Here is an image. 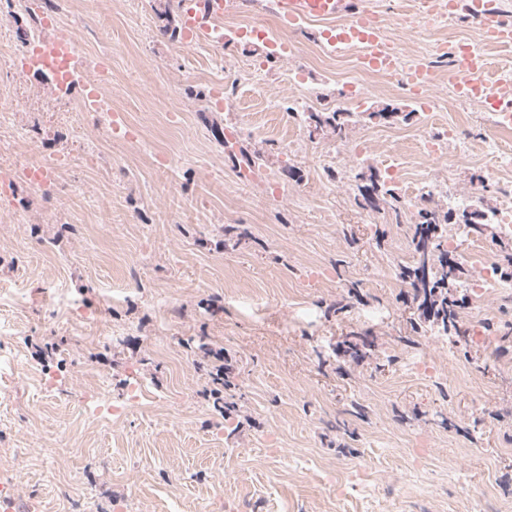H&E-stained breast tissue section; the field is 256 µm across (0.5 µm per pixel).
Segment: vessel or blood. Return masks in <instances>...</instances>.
Masks as SVG:
<instances>
[{"label":"vessel or blood","instance_id":"b4317fda","mask_svg":"<svg viewBox=\"0 0 512 512\" xmlns=\"http://www.w3.org/2000/svg\"><path fill=\"white\" fill-rule=\"evenodd\" d=\"M280 19L288 25L308 21L334 23L332 35L326 43L333 52L343 46L358 44L362 47L361 66L371 72L396 74L397 59L387 47L373 12L361 7L357 0H274ZM243 0H187L185 25L191 38L223 42L224 35L217 21L224 14L240 9ZM465 10L478 21L489 43L512 45V25L503 23L494 10L492 0H418L421 17L453 15ZM462 69L455 79L458 96L469 102L497 112L503 120L512 119V86L499 84L490 88L484 78L490 70L485 55L460 48Z\"/></svg>","mask_w":512,"mask_h":512}]
</instances>
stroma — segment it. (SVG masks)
Returning <instances> with one entry per match:
<instances>
[{
    "label": "stroma",
    "mask_w": 512,
    "mask_h": 512,
    "mask_svg": "<svg viewBox=\"0 0 512 512\" xmlns=\"http://www.w3.org/2000/svg\"><path fill=\"white\" fill-rule=\"evenodd\" d=\"M362 2L406 59L480 37L463 13L411 30L415 0ZM156 8L55 0L37 31L0 13V52L36 33L79 40L85 85L125 122L113 130L51 83L0 68V159L64 161L54 181L0 202V345L17 361L0 376V482L28 512H512V283L461 309L465 325L482 313L469 347L434 330L404 345L417 312L399 272L414 262L416 211L396 224L354 202L370 169L402 194L445 180L466 195L479 176L482 210H501L512 129L487 151L491 114L456 102L447 72L429 91L438 109L423 111L402 75L327 58L324 24L283 25L268 0L224 15L244 30L231 44L165 34ZM255 24L282 39L278 59ZM352 82L366 101L344 135L310 131L308 107L336 110ZM311 89L324 99L308 104ZM385 107L401 119H375ZM214 123L236 132V152ZM450 126L460 141L425 156L420 140ZM242 149L262 158L246 177ZM228 226L247 237L225 246ZM367 331L372 358L337 359V342ZM217 353L244 392L231 435L207 396ZM42 370L56 375L45 390ZM137 379L149 404L116 423L96 413L97 394L124 400ZM355 401L365 419L333 428ZM363 458L371 469L352 476ZM332 469L341 489L324 480Z\"/></svg>",
    "instance_id": "stroma-1"
}]
</instances>
